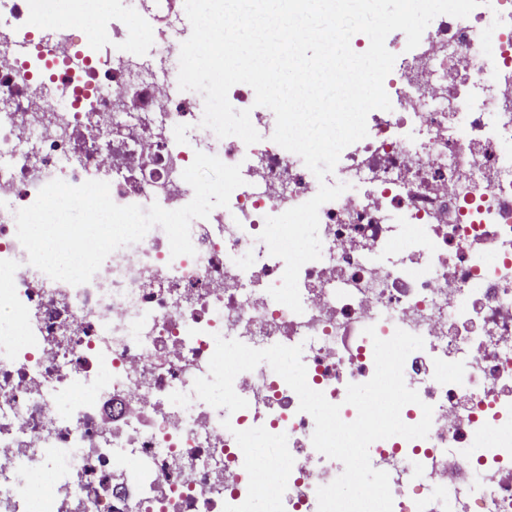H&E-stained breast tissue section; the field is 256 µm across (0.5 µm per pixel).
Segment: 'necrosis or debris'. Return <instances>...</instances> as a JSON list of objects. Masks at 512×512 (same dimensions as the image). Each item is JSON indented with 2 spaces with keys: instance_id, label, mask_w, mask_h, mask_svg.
Instances as JSON below:
<instances>
[{
  "instance_id": "4bbe7bcc",
  "label": "necrosis or debris",
  "mask_w": 512,
  "mask_h": 512,
  "mask_svg": "<svg viewBox=\"0 0 512 512\" xmlns=\"http://www.w3.org/2000/svg\"><path fill=\"white\" fill-rule=\"evenodd\" d=\"M32 0H0V512H318L343 471L315 450L313 417L265 363L234 388L247 408L197 399L216 337L255 349L302 346L309 387L340 407L375 371L372 340L402 329L423 349L404 365L426 438L373 442L393 512H512V7L440 15L384 81L391 110L367 117L337 177L349 191L319 209V260L305 263L295 313L275 301L282 259L265 219L316 195L302 158L272 139L254 90L232 86L259 142L201 127L204 106L169 71L191 34L169 0H63L49 54ZM164 25H155L158 16ZM96 26L74 29L85 17ZM149 40L150 51L140 47ZM240 165L228 207L193 220L195 255L172 256L161 227L72 285L31 266L15 213L55 179H105L121 206L188 204L196 152ZM374 327L375 337L364 330ZM274 436L271 452L251 445ZM49 481L50 492L31 489Z\"/></svg>"
}]
</instances>
